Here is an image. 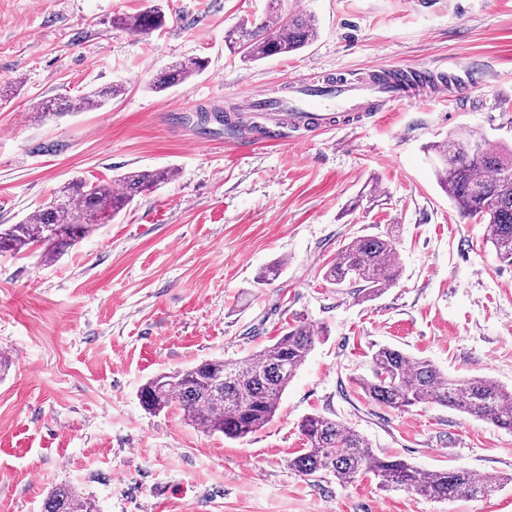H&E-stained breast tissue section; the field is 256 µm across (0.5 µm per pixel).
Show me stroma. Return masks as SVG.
I'll return each mask as SVG.
<instances>
[{
    "label": "stroma",
    "instance_id": "obj_1",
    "mask_svg": "<svg viewBox=\"0 0 512 512\" xmlns=\"http://www.w3.org/2000/svg\"><path fill=\"white\" fill-rule=\"evenodd\" d=\"M146 0H0V224L23 220L66 180L169 168L112 222L44 263L0 255V512H41L71 484L99 512H512V431L448 407L405 411L357 385L389 345L454 379L512 388V264L439 187L427 146L452 130L512 146V0H283L319 35L288 58L244 62L224 33L268 0H159L165 26H113ZM207 70L164 93L172 63ZM369 63L475 69L481 86L404 103L357 128L239 151L219 113L252 92ZM122 82L102 110L40 117L38 103ZM396 225L402 274L368 300L320 271L351 237ZM284 261L260 286V269ZM323 327L274 419L243 439L179 410L151 413V377L260 352L288 322ZM323 414L371 450L423 470L465 467L506 484L437 502L365 477L341 485L290 465L301 420Z\"/></svg>",
    "mask_w": 512,
    "mask_h": 512
}]
</instances>
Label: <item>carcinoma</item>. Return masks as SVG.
<instances>
[{"mask_svg":"<svg viewBox=\"0 0 512 512\" xmlns=\"http://www.w3.org/2000/svg\"><path fill=\"white\" fill-rule=\"evenodd\" d=\"M280 0H269L267 15L280 19L270 28L266 19L244 21L224 35V46L249 62L286 57L308 47L318 36V23L308 13L283 14ZM113 23L132 34L148 36L165 23L155 6L120 15ZM202 58L179 61L152 79L149 88L165 92L202 74ZM125 86L112 83L74 98L41 103L43 117L66 112L102 109L121 96ZM478 142L477 153L467 143ZM438 159L439 187L464 219L485 225L486 241L497 257L512 264V148L491 149L485 136L460 130L431 145ZM175 177L171 169L133 170L114 182L74 178L60 186L18 224L0 225V253L18 255L35 246L51 262L78 240L114 219L133 199ZM400 240L388 226L372 235L352 238L323 267L322 278L340 288L356 285L364 298L378 296L395 286L401 276ZM323 330L302 322L290 326L259 353L243 360L213 359L148 380L140 390L146 409L162 412L175 408L184 420L209 434L241 439L266 426L276 415L281 398L314 348ZM358 386L373 402L404 410L417 404H438L512 430V389L488 377L456 380L429 360L400 349L380 346L371 355L370 374ZM307 448L290 466L305 476L330 473L341 483L371 474L382 487L404 488L439 501L457 497H488L501 481L456 468L420 470L402 460L376 456L364 437L332 417L311 414L300 424ZM42 512H97L95 501L69 484L53 488Z\"/></svg>","mask_w":512,"mask_h":512,"instance_id":"carcinoma-1","label":"carcinoma"}]
</instances>
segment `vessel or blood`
<instances>
[{
	"label": "vessel or blood",
	"instance_id": "1",
	"mask_svg": "<svg viewBox=\"0 0 512 512\" xmlns=\"http://www.w3.org/2000/svg\"><path fill=\"white\" fill-rule=\"evenodd\" d=\"M453 72H420L419 76L391 78L389 68L378 63L365 65L358 78L336 73L318 80L298 78L281 90L252 93L240 111L228 113L229 123H244L240 148L254 141L251 129H259L271 143L279 142L282 126L306 131L343 129L375 117L392 106L430 96H444L449 86L463 85Z\"/></svg>",
	"mask_w": 512,
	"mask_h": 512
}]
</instances>
